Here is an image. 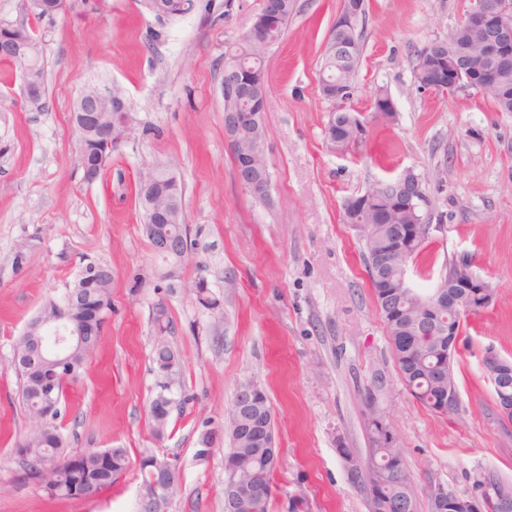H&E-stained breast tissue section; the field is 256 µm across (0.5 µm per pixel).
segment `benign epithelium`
<instances>
[{"instance_id":"7a95c632","label":"benign epithelium","mask_w":512,"mask_h":512,"mask_svg":"<svg viewBox=\"0 0 512 512\" xmlns=\"http://www.w3.org/2000/svg\"><path fill=\"white\" fill-rule=\"evenodd\" d=\"M512 10V0H469V7L460 24L482 34L481 57L486 64L472 66L463 56H450L443 60L441 54L429 47L421 58V64L434 71L433 83L429 90L442 94L454 93L463 87L474 90H489L494 87L496 78L512 70V24L506 15ZM281 15V0H262L261 24L273 26ZM26 27L22 22L0 24V44L15 43L14 54L26 58L38 55V44L32 39L21 40L14 32ZM19 74L23 80L24 96L28 103L36 105L43 98L42 72L25 66ZM221 93L237 99H253L252 86L245 81L238 66L227 62L221 81ZM86 89H81L75 107V132L83 137L95 133L101 125L100 112L89 108L85 99ZM248 171V178L242 180L243 188L253 194L269 191L268 171H255L251 163L242 159L237 163V172ZM179 222V216L170 212L148 214L140 217L143 233L148 240L155 242L156 251L165 256L166 273L176 272L178 265L187 255V249L177 239L168 234V225ZM472 256L466 252L453 256L448 275L443 278L441 287L434 297V306L448 308V327L439 329L432 317L419 319L422 332L428 336L448 337V356H453L460 336L456 317L463 313H476L486 309L491 302L490 286L473 270ZM103 319L102 308L90 305L84 298L74 293L70 297L69 312L62 316H48L40 313L32 319L24 335L29 338V346L22 352L14 348L13 362L33 379L40 401L28 417L44 421L58 410L55 386L64 369L67 356L82 340L98 330ZM484 372L490 383L495 406L503 420L512 414V360L493 353L486 356ZM173 406L171 398L159 394L153 398L150 416L157 421L166 420ZM233 408L237 410L234 429L238 436L257 437L266 447L276 448L274 430L264 425L261 417L263 408L255 395V387L247 382L238 388ZM64 456L63 448L51 446V453L40 455L35 464L33 483L46 487L47 475L55 463ZM153 479L149 487L140 489L139 506L142 512H163L165 506L176 494L178 483L172 462L162 456L150 457ZM495 494L501 512H512V494H496V488L487 479H478L475 491L455 499L446 498V493L438 491L435 497L448 499V512H488L487 495ZM252 495V488L234 477L224 484V512H238Z\"/></svg>"}]
</instances>
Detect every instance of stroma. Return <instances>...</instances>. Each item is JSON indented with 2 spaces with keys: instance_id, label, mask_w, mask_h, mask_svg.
Segmentation results:
<instances>
[{
  "instance_id": "obj_1",
  "label": "stroma",
  "mask_w": 512,
  "mask_h": 512,
  "mask_svg": "<svg viewBox=\"0 0 512 512\" xmlns=\"http://www.w3.org/2000/svg\"><path fill=\"white\" fill-rule=\"evenodd\" d=\"M364 51L351 103L365 127L349 149L325 137L330 106L318 92L323 45L342 0H296L281 42L265 57L267 200L237 182L224 140V52L261 0H196L158 22L144 0H70L54 22L0 0V20L32 25L45 67L42 107L25 102L20 75L0 80V512H138L140 462L176 466L166 512H224L226 418L238 386L263 388L280 450L270 512H370L341 449L367 460L362 393L404 451L418 512L434 489L471 494L476 477L512 483V432L494 415L482 360L512 358V112L491 95L420 89L417 52L463 18L469 0H365ZM161 39H154L155 31ZM119 89L134 117L100 179L84 181L72 113L83 83ZM393 107L379 118L378 102ZM168 166L183 186L192 248L175 277L142 232L140 171ZM419 174L436 224L408 276L436 288L454 254L470 253L492 304L469 316L454 354L460 408L436 414L400 379L376 308L362 240L343 202L404 171ZM90 262L112 269V314L98 352L62 406L65 451L124 448L129 466L92 499L47 500L24 482L15 448L30 430L13 369L14 345L48 300ZM205 280L204 295L194 282ZM172 321L157 335L154 306ZM179 362L161 377L153 348ZM168 380L175 405L156 438L149 404ZM211 433V454L197 455Z\"/></svg>"
}]
</instances>
